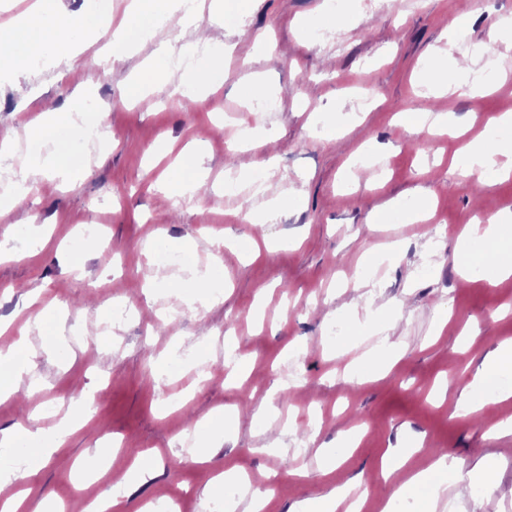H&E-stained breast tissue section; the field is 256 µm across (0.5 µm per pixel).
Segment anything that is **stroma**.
<instances>
[{"instance_id": "stroma-1", "label": "stroma", "mask_w": 512, "mask_h": 512, "mask_svg": "<svg viewBox=\"0 0 512 512\" xmlns=\"http://www.w3.org/2000/svg\"><path fill=\"white\" fill-rule=\"evenodd\" d=\"M462 3L470 43L512 20V0H339L340 36L326 43L312 32L329 0H224L214 43L232 44L233 53L215 52L174 72L215 74L211 86L192 94L188 111L158 92L131 98L139 54L105 69L91 47L68 74L49 66L0 81V133L34 119L46 100L62 111L77 96L88 105L109 100L104 113L85 117L107 125L101 143H72L64 129L20 139L6 154L18 167L32 155L75 156L86 165L82 180L59 187L43 179L0 217V239L25 242L37 229L49 238L45 248L0 258V322L19 327L53 307L29 334L36 386L20 384L0 400V431H53L84 398L94 411L42 468L27 512L47 496L68 510L78 504L74 468L107 441L116 458L87 489L91 498L110 492L119 472L144 454L154 458L153 470L124 489L141 506L171 499L179 512H214L212 479L235 470L266 475L275 491L268 512H289L359 473L369 488L362 512H382L389 502L395 512H416V498L394 499L397 479L377 472L387 450L401 446L411 449L412 467L447 452L464 469H478L474 492L450 512H512V434L493 432L512 419V399L469 417L453 413L482 360L512 341V277L491 287L477 275L460 277L452 261L465 224L512 214V178L467 182L449 166L466 143L488 138L489 117L512 113V101L500 95L512 85V66L477 93L470 90L475 71L449 69L458 89L443 98L426 96L422 83L432 57L456 58L447 34ZM247 82L275 100L272 111L251 112L241 95ZM362 93L372 97L364 113L356 106ZM437 110L448 115L437 134L398 120ZM244 119L270 135L277 157L258 197L224 191L225 180L260 153L225 140ZM169 146L198 165L208 187L201 203L177 214L153 188L171 162L163 154ZM365 158L374 163L369 181L358 167ZM272 200L283 204L277 220L254 224ZM423 201L431 210L416 233L396 237ZM97 223L107 245L76 240L82 225ZM398 238L404 251L378 261ZM217 239L226 242L220 259L200 248ZM166 250L191 255L193 267L164 266L158 255ZM369 262L382 285L375 306L403 303L404 318L390 333L399 352L388 370L357 383L342 372L375 351L376 338L346 307L355 297V269ZM174 288L192 309L165 326L154 312ZM443 301L452 309L442 324L436 307ZM120 310L125 316L112 337L100 335ZM337 321L343 335L327 337ZM468 328L474 336H465ZM233 340L254 366L249 375L230 373L225 353ZM294 350L304 353V380L286 397L284 367ZM159 363L178 375L156 383ZM266 397L273 413L261 422L254 411ZM289 419L307 425L309 447L287 435L267 449L266 426L279 429ZM197 421L214 430L202 463L179 442ZM355 425L362 428L356 450L322 474L319 449L335 447Z\"/></svg>"}]
</instances>
